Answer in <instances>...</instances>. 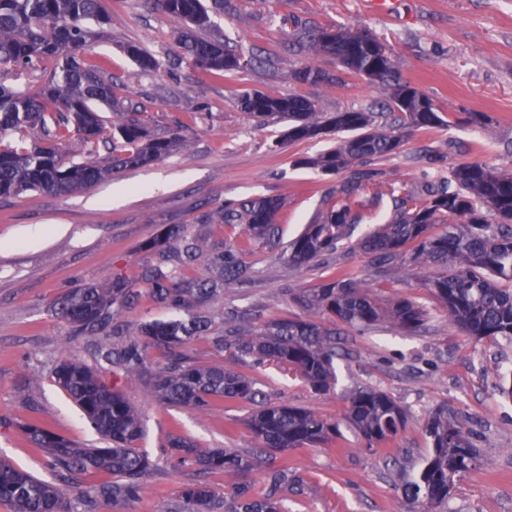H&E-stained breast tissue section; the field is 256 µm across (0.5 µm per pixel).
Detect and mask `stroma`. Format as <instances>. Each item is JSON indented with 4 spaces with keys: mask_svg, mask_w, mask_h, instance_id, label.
Listing matches in <instances>:
<instances>
[{
    "mask_svg": "<svg viewBox=\"0 0 512 512\" xmlns=\"http://www.w3.org/2000/svg\"><path fill=\"white\" fill-rule=\"evenodd\" d=\"M103 6L112 24L104 39L81 50L82 59L112 77L119 100L137 104L143 125L160 136H177L179 146L158 162L112 173L75 193L0 198V458L52 480L43 450L24 430L30 422L46 424L77 446L105 447L55 381L61 362H80L100 370L138 409L145 429L140 446L158 464L139 499L120 505L98 501L85 505L84 512H181V492L197 475L193 467L178 465L170 436H186L204 448H251L245 424L250 405L227 400L204 413L159 402L147 377L164 366V351L148 349L143 374L102 363L75 339L73 325L54 302L122 275L142 293L137 305L116 316L128 338H135L142 321L169 316L149 297L146 272L160 266L188 279H208L210 255L238 235L221 221L225 201L272 196L285 202L278 232L273 241L242 254L250 283L206 302L212 329L223 332L230 310L247 319L296 315L319 321V314L297 306L293 295L328 280L329 266L299 269L278 255L314 220L339 181L297 164L329 143L282 142L284 122L243 112L239 92H299L318 111L363 109L377 113L380 127L390 128L393 118L382 113L379 92L363 79L350 77L342 85H302L294 79L295 70L307 64L337 71L333 56L293 52L291 42L300 28L365 29L391 54L401 76L440 111L489 117L482 126L460 123L417 132L400 152L373 161V168L414 190L424 178H447L462 161L512 172V0H398L388 11L375 0H224L223 10L212 15L215 35L262 61L223 76L204 72L182 56L176 25L154 0H103ZM129 44L159 60L160 71L142 72L124 51ZM37 224L49 234L43 244L32 246L22 232ZM54 224L67 225V232L51 233ZM173 225L201 245L194 261L183 263L175 244L162 252L151 248V240ZM336 260L366 280L380 299L408 295L428 310L429 318L412 335L387 323L365 329L337 326L346 354L336 358L337 382L324 394L275 364L260 368L258 377L271 400L318 412L335 420L340 431L337 445L296 453L307 490L304 496H289L283 512H408L402 484L427 456L424 423L442 406L469 432L481 455L479 465L457 481L448 512H512V400L501 393L504 381H512V340L464 335L415 276L378 277L353 250L339 252ZM359 385L389 394L406 412V426L391 453L368 448L345 417L346 398Z\"/></svg>",
    "mask_w": 512,
    "mask_h": 512,
    "instance_id": "35a3bbf8",
    "label": "stroma"
}]
</instances>
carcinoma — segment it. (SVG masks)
Here are the masks:
<instances>
[{"label": "carcinoma", "instance_id": "1", "mask_svg": "<svg viewBox=\"0 0 512 512\" xmlns=\"http://www.w3.org/2000/svg\"><path fill=\"white\" fill-rule=\"evenodd\" d=\"M160 10L176 24V41L183 55L213 75L250 67L253 57L220 38L202 37L212 27L203 0H156ZM112 18L101 0H0V65L26 68L36 61L54 62V75L35 93L0 85V137L16 134L13 142L0 141V197L27 192L69 194L90 187L123 168L148 165L175 150L178 139L159 137L133 118L105 126L97 107L115 101L112 79L102 70L78 60L76 52L98 40ZM301 50L336 56L341 71L357 77L376 72L368 84L382 90L390 108L399 113L398 128L384 130L376 113L364 110L336 112L325 120L308 97L292 92L272 95L244 91L241 108L265 119L277 116L287 122L282 134L288 143H301L336 135V144L315 156L298 160L301 166L325 174H339L378 157L400 151L414 131L452 126L459 119L434 107L422 111L431 99L401 78L384 46L368 31L319 30L297 41ZM140 70L152 72L159 62L136 45L126 48ZM303 84H341L340 76L305 65L295 71ZM38 124L42 139L31 146L24 131ZM104 144L110 160L62 161V153L75 144ZM378 186L377 195L392 200L394 215L379 230L357 242L376 273L393 278L418 269L423 285L440 301L448 316L475 339H512V174L477 162L455 165L448 179L428 182L419 191L406 190L394 181L381 180L376 169L352 173L324 201L315 220L286 248L279 259L296 268L307 267L339 252L362 216L357 192L362 183ZM284 203L279 198L251 197L224 203L222 221L244 226L251 241L270 237ZM241 249L231 244L212 258L214 274L208 281L180 279L157 267L149 276L150 294L173 312L166 320L141 325V338L125 340L114 325L113 306L129 307L139 293L117 276L106 288L88 286L60 297L56 306L106 363L125 372L144 368L149 347L166 351L167 365L150 377L155 397L207 412L223 400L253 405L247 421L254 448H200L186 437L174 436L170 447L184 465L201 473L224 475L231 485L230 498L216 501L203 482L182 491L185 512H282L283 496L306 494V481L288 459L293 451L330 445L340 436L338 425L321 415L284 401L272 402L259 387L256 370L268 361L299 376L318 393H326L336 380V331L299 317L271 319L253 331L228 318L224 334L212 337L214 347L230 353V366L195 365L176 352L191 339L205 336L212 320L199 305L240 282L247 273L239 258ZM305 310L322 313L335 322L366 328L389 322L414 333L429 312L403 295L382 301L367 284L338 268L328 281L294 295ZM56 383L82 409L85 418L108 441L106 448H78L42 424L25 427L32 443L46 450L48 466L63 484L39 479L0 459V502L11 512H75L73 502L103 499L114 504L136 500L151 483L157 463L136 447L142 438L138 412L113 384L94 368L79 362L59 364ZM347 419L368 447L389 445L404 427L406 413L388 394L360 388L349 399ZM430 452L403 486L412 512H446L448 495L456 481L474 469L480 451L448 416V410L431 412L425 423ZM265 467L261 489L251 480ZM89 470L110 479L74 492L67 482Z\"/></svg>", "mask_w": 512, "mask_h": 512}]
</instances>
